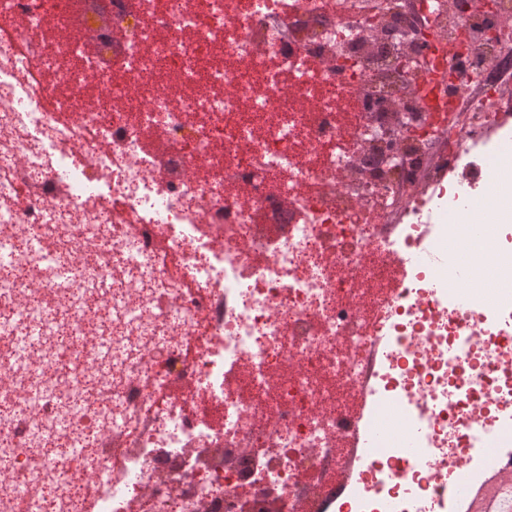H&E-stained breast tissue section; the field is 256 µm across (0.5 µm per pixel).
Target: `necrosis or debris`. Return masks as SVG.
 I'll return each mask as SVG.
<instances>
[{
	"instance_id": "1",
	"label": "necrosis or debris",
	"mask_w": 512,
	"mask_h": 512,
	"mask_svg": "<svg viewBox=\"0 0 512 512\" xmlns=\"http://www.w3.org/2000/svg\"><path fill=\"white\" fill-rule=\"evenodd\" d=\"M0 244V512H448L512 453V0H0Z\"/></svg>"
}]
</instances>
